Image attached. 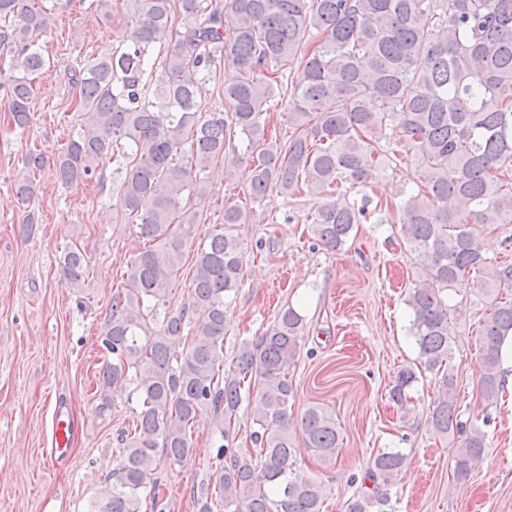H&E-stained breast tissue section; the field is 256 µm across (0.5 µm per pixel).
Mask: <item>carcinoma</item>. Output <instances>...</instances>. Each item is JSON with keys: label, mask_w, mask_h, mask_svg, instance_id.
Segmentation results:
<instances>
[{"label": "carcinoma", "mask_w": 512, "mask_h": 512, "mask_svg": "<svg viewBox=\"0 0 512 512\" xmlns=\"http://www.w3.org/2000/svg\"><path fill=\"white\" fill-rule=\"evenodd\" d=\"M126 36L119 45L72 70L75 108L83 119L54 160L65 185H104L99 163L112 158L125 177L117 205L135 220L142 246L127 265L125 286L110 300L102 340L112 354L99 386L98 411L112 413L114 395L126 394L135 428L121 437V460L92 512H139L141 496L160 505L153 478L160 458L180 465L196 452L193 427L210 410L229 440L242 402L251 406L250 433L257 455L221 446L204 490L230 512H322L318 481L294 472L293 398L288 370L300 352L304 316L288 306L259 340L243 345L237 372L224 374L228 335L226 300L245 276V250L235 233L254 209L224 202V220L197 248L189 303L166 308L182 249L194 237L196 214L183 193L204 194L201 170L224 167L235 178L246 164L244 195L258 203L270 191L327 196L310 223L318 241L342 248L354 226L367 220L370 199L336 194L343 182L365 185L395 140L424 168L425 185L400 206V231L417 264L407 305L416 363L397 374L390 399L404 405L417 371L435 373L440 395L429 413L432 429L459 435L455 477L465 480L487 447L486 434L459 416L451 372L448 295L478 288L487 295L512 286V263L485 257L478 228L512 224V0H127ZM180 27H175L177 19ZM50 8L43 0H0V70L14 127L31 120V80L47 73L50 57L40 37ZM317 31L321 39L309 42ZM166 45L163 59L152 56ZM239 70L224 86L227 109L200 110L199 75L216 61ZM279 98L292 134L269 138L268 113ZM45 164L25 158L16 181L24 200ZM61 272L74 285L87 272L84 250L71 241ZM199 317L192 344L184 330ZM512 341V302L495 301L480 333L484 401L505 389L503 348ZM304 447L323 462L338 456L336 419L311 405L300 419ZM405 454L379 453L368 472L371 492L350 500L345 512H387L386 487L401 472ZM260 473H255L256 468Z\"/></svg>", "instance_id": "cac0c4a2"}]
</instances>
